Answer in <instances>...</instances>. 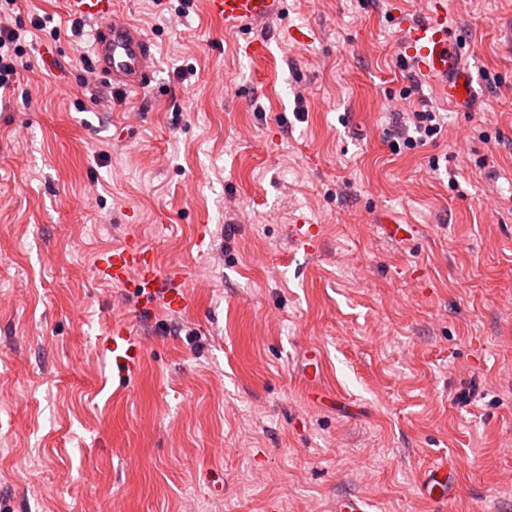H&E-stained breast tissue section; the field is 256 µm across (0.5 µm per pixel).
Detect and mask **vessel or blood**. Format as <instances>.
Returning a JSON list of instances; mask_svg holds the SVG:
<instances>
[{"mask_svg": "<svg viewBox=\"0 0 512 512\" xmlns=\"http://www.w3.org/2000/svg\"><path fill=\"white\" fill-rule=\"evenodd\" d=\"M71 17L95 21L92 53L94 72L114 92L150 87L156 71L153 44L142 28L117 7V0H65ZM209 15L223 23L225 30L242 29L268 22L284 10L285 0H205ZM402 34L395 45L398 52L413 59L418 74L445 102L460 103L472 94V76L464 53L448 27L445 0H429L424 14L401 23ZM98 277L107 283L132 288L142 313L150 315L160 305L183 306L185 295L180 275H160L154 253L135 235L106 252L98 261ZM112 350L120 379H127L131 360L142 351V340L134 336L124 319L112 324ZM455 466L438 462L424 479L426 494L444 500L455 487Z\"/></svg>", "mask_w": 512, "mask_h": 512, "instance_id": "b4317fda", "label": "vessel or blood"}]
</instances>
